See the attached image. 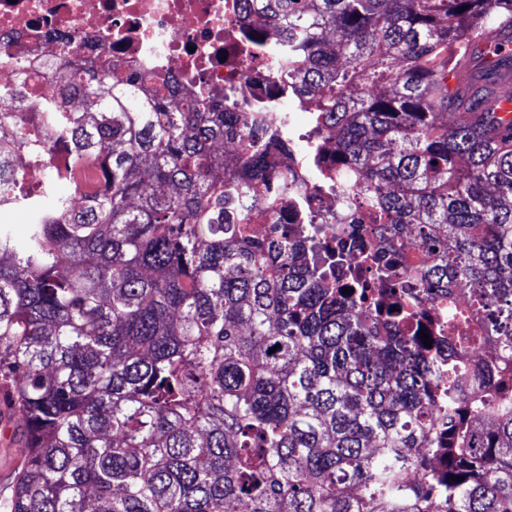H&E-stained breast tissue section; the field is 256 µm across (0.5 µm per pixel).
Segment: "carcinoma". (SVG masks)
<instances>
[{"mask_svg":"<svg viewBox=\"0 0 512 512\" xmlns=\"http://www.w3.org/2000/svg\"><path fill=\"white\" fill-rule=\"evenodd\" d=\"M244 10L288 39L278 79L309 114L313 184L362 197L366 221L255 230L246 213L276 198L255 184L298 189L274 162L291 138L109 59L68 62L14 132L34 166L55 135V162L34 185L0 172L27 218L21 237L0 224V379L26 448L0 512H512V121L485 108L512 57L473 48L512 30V0ZM24 84L14 71L0 95ZM87 163L88 193L54 195ZM366 222L372 278L402 275L384 300L336 284L330 240ZM407 229L431 261L410 260ZM460 284L469 308L426 347L409 334L419 296ZM485 346L500 357L478 388Z\"/></svg>","mask_w":512,"mask_h":512,"instance_id":"1","label":"carcinoma"}]
</instances>
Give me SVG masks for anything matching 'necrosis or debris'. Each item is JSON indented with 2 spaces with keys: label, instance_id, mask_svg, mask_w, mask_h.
<instances>
[{
  "label": "necrosis or debris",
  "instance_id": "necrosis-or-debris-1",
  "mask_svg": "<svg viewBox=\"0 0 512 512\" xmlns=\"http://www.w3.org/2000/svg\"><path fill=\"white\" fill-rule=\"evenodd\" d=\"M242 8L243 0H0V42L10 47L0 71L26 75L25 97L1 96L0 111L23 126L36 103L54 97L57 74L46 60L108 56L178 102L203 95L230 109L245 103L265 126H287L278 107L288 92L275 73L286 43L270 28L248 40ZM277 203L284 220L298 208L318 216L346 206L336 187L308 183Z\"/></svg>",
  "mask_w": 512,
  "mask_h": 512
}]
</instances>
